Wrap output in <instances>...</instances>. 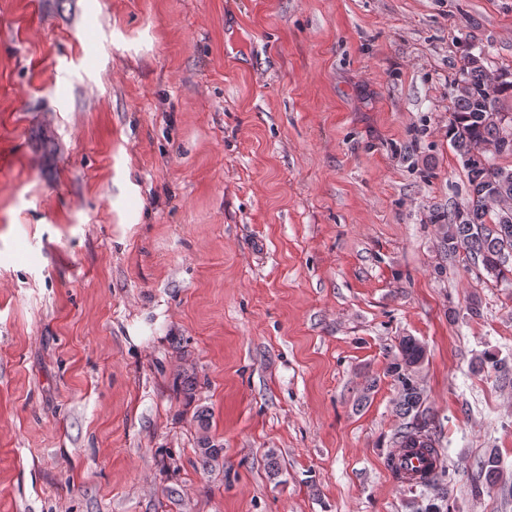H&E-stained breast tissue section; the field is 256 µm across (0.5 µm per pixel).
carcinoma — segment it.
I'll return each mask as SVG.
<instances>
[{"mask_svg": "<svg viewBox=\"0 0 512 512\" xmlns=\"http://www.w3.org/2000/svg\"><path fill=\"white\" fill-rule=\"evenodd\" d=\"M495 75L484 66L470 67L463 63L453 80V108L448 124V137L467 170L471 198L467 206L448 215L433 219L438 225L443 248L448 255L465 254L473 264L482 265L488 276L506 280L512 274L508 268L512 258V186L507 199L498 201L490 196V187L507 170L490 154L489 146L496 144L499 130L490 119L502 112L504 99L512 93V81L506 86L494 83ZM422 344L412 336L399 341L398 367L408 366L420 359ZM401 385L400 414L412 417L400 432L405 448L435 449V440L427 428L422 394L413 384L410 374L398 375Z\"/></svg>", "mask_w": 512, "mask_h": 512, "instance_id": "1", "label": "carcinoma"}]
</instances>
